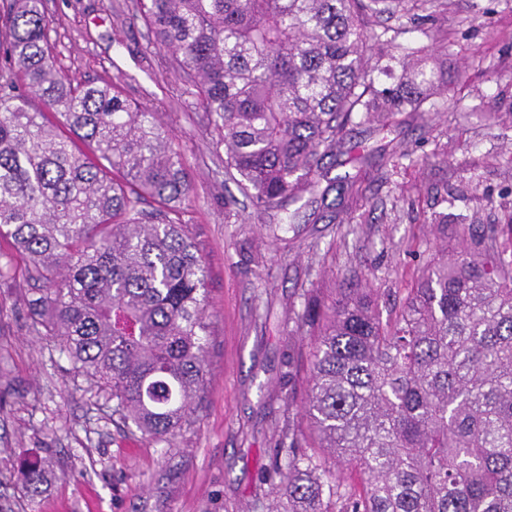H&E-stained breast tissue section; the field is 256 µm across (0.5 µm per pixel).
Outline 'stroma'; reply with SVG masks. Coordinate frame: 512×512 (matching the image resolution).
Segmentation results:
<instances>
[{"label": "stroma", "mask_w": 512, "mask_h": 512, "mask_svg": "<svg viewBox=\"0 0 512 512\" xmlns=\"http://www.w3.org/2000/svg\"><path fill=\"white\" fill-rule=\"evenodd\" d=\"M44 7L58 65L157 107L184 154L194 203L183 220L208 269L207 376L173 446L113 423L31 328L24 260L0 240V264L15 269L0 277V512H268L275 450L305 423L288 380L310 350L296 333L304 293L322 289L327 302L337 288H372L389 311L424 266L461 246L438 237L432 215L475 233L512 222V0H435L424 25L406 23L399 41L422 49L444 99L384 133L354 120L318 190L294 203L296 222L274 234V217L226 179L206 112L151 46L133 0ZM348 173L362 176L353 220H319V189ZM33 456L46 469L36 496L17 477Z\"/></svg>", "instance_id": "1"}]
</instances>
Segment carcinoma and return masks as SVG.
Returning <instances> with one entry per match:
<instances>
[{
    "mask_svg": "<svg viewBox=\"0 0 512 512\" xmlns=\"http://www.w3.org/2000/svg\"><path fill=\"white\" fill-rule=\"evenodd\" d=\"M433 0H135L197 90L225 173L260 213L288 211L342 151L356 116L387 130L436 108L435 73L404 27ZM42 0L0 12V238L25 255L32 327L112 421L171 447L205 387L208 272L182 221L183 155L115 84L57 68ZM400 74L379 87L384 57ZM337 190L351 218L357 180ZM432 262L387 317L371 288L306 294L303 410L269 474L288 512H512V249L489 227ZM336 471H330L328 460ZM28 459L19 480L44 482Z\"/></svg>",
    "mask_w": 512,
    "mask_h": 512,
    "instance_id": "carcinoma-1",
    "label": "carcinoma"
}]
</instances>
